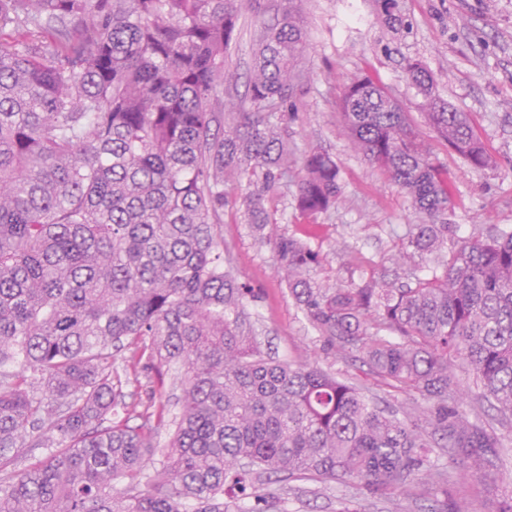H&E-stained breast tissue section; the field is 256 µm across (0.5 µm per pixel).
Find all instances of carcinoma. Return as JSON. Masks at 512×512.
Returning a JSON list of instances; mask_svg holds the SVG:
<instances>
[{
	"label": "carcinoma",
	"instance_id": "cac0c4a2",
	"mask_svg": "<svg viewBox=\"0 0 512 512\" xmlns=\"http://www.w3.org/2000/svg\"><path fill=\"white\" fill-rule=\"evenodd\" d=\"M302 0L262 22L245 93L227 52L245 0H0V512H271L288 475L357 480L388 497L421 487L427 512H480L448 484L478 486L499 442L470 421L453 374L476 376L512 416V228L449 254L448 182L406 112L368 77L345 85L342 131L411 198L420 223L401 255L434 256L411 281L316 279L319 252L266 233L267 204L295 179L307 218L342 196L327 152L297 161L288 113L307 38ZM389 31L409 27L379 0ZM405 71L431 127L470 168L491 163L466 116ZM271 245L277 271L331 354H352L428 403L400 419L316 365L264 357L246 328L252 290L224 271L228 188ZM182 372L175 429L166 405L126 402L116 353ZM19 363L23 370L6 367ZM27 439L30 463L11 469ZM46 449L38 456L35 450ZM460 460L456 475L432 449ZM161 453L152 474L145 461ZM266 474L263 509L224 496Z\"/></svg>",
	"mask_w": 512,
	"mask_h": 512
}]
</instances>
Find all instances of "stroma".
I'll return each mask as SVG.
<instances>
[{
  "mask_svg": "<svg viewBox=\"0 0 512 512\" xmlns=\"http://www.w3.org/2000/svg\"><path fill=\"white\" fill-rule=\"evenodd\" d=\"M409 30L394 34L377 20L375 0H304L308 49L301 66L299 111L289 124L295 157L311 149L333 156L340 168L342 199L336 209L308 222L295 208V186L282 187L268 208L277 231L306 240L324 258L316 275L330 282L359 284L363 270L394 274L401 239L417 223L409 196L356 152L341 131L338 101L345 84L366 75L387 87L402 104L414 129L448 179L449 240L484 236L490 225L512 227V0H401ZM260 21L243 8L240 30L228 61L247 74ZM416 60L430 72L434 90L449 108L465 113L491 158L489 167L469 168L447 150L428 124L422 98L404 70ZM224 265L235 280L253 288L248 302L262 351L293 363L315 362L362 386L367 397L396 410L421 414L418 396L387 388L360 362L325 353L321 340L298 309L278 273L269 246L258 243L237 206L224 208ZM135 402L169 403L180 395L170 374L139 375L125 388ZM469 418L502 443V453L480 486L477 502L490 512L502 490L512 488V423L496 421L481 399L468 401ZM287 512H425L426 498L374 497L356 481L347 483L283 479Z\"/></svg>",
  "mask_w": 512,
  "mask_h": 512,
  "instance_id": "1",
  "label": "stroma"
}]
</instances>
